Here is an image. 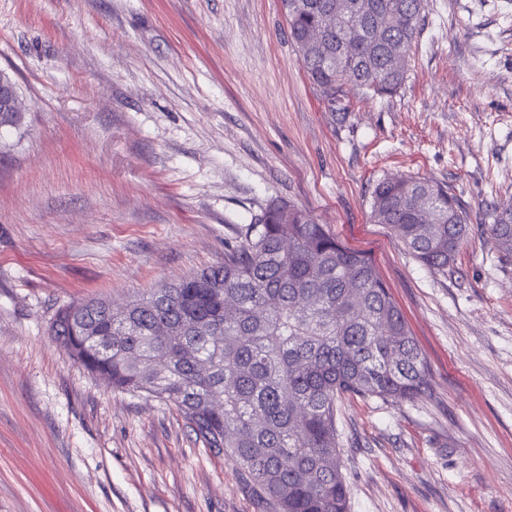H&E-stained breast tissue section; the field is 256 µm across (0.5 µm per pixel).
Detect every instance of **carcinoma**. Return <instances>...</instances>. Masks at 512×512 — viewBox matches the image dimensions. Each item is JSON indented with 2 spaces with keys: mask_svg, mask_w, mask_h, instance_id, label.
Returning a JSON list of instances; mask_svg holds the SVG:
<instances>
[{
  "mask_svg": "<svg viewBox=\"0 0 512 512\" xmlns=\"http://www.w3.org/2000/svg\"><path fill=\"white\" fill-rule=\"evenodd\" d=\"M301 2L282 0L289 35L299 50L321 41L323 52L300 62L328 111L350 112L349 83L365 95L397 91L423 0H361V34L343 13L345 0ZM371 218L441 273L470 231L448 185L413 176L378 181ZM481 224L511 259L512 200ZM89 329L112 335V350L85 343ZM51 330L112 389L173 404L210 454L234 462L263 512H350L338 401L397 403L431 391L427 362L370 258L285 202L242 226L223 262L119 308L103 298L68 304Z\"/></svg>",
  "mask_w": 512,
  "mask_h": 512,
  "instance_id": "obj_1",
  "label": "carcinoma"
}]
</instances>
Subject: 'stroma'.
Instances as JSON below:
<instances>
[{
    "label": "stroma",
    "instance_id": "obj_1",
    "mask_svg": "<svg viewBox=\"0 0 512 512\" xmlns=\"http://www.w3.org/2000/svg\"><path fill=\"white\" fill-rule=\"evenodd\" d=\"M0 512H259L174 406L112 390L55 311L224 259L273 200L366 253L431 372L343 397L350 512H512V260L476 219L512 198V0H425L404 84L326 111L281 0H0ZM474 217L447 273L370 214L394 174ZM17 93L11 78L0 73V127L19 125L22 120V111L17 103V112H13Z\"/></svg>",
    "mask_w": 512,
    "mask_h": 512
}]
</instances>
